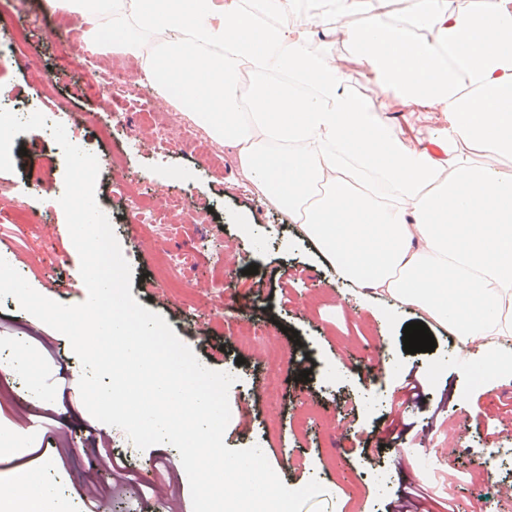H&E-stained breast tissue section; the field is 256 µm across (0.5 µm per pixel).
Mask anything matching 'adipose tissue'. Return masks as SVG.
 I'll return each mask as SVG.
<instances>
[{
	"label": "adipose tissue",
	"instance_id": "adipose-tissue-1",
	"mask_svg": "<svg viewBox=\"0 0 512 512\" xmlns=\"http://www.w3.org/2000/svg\"><path fill=\"white\" fill-rule=\"evenodd\" d=\"M150 36L161 94L236 151L239 174L301 226L337 277L418 310L484 368L512 361V0H43ZM363 15L364 24L344 26ZM336 29L377 95L437 114L422 139L385 120L312 47Z\"/></svg>",
	"mask_w": 512,
	"mask_h": 512
}]
</instances>
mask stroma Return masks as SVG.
Instances as JSON below:
<instances>
[{
  "instance_id": "35a3bbf8",
  "label": "stroma",
  "mask_w": 512,
  "mask_h": 512,
  "mask_svg": "<svg viewBox=\"0 0 512 512\" xmlns=\"http://www.w3.org/2000/svg\"><path fill=\"white\" fill-rule=\"evenodd\" d=\"M72 13L43 11L41 0H0V28L24 27L25 51L40 67L29 71L7 55L0 38V95L18 105L38 102L64 126L79 123L85 147L101 157L117 155L131 178L150 194H185L189 208L167 215L170 239L156 243L150 229L128 227L124 200L108 175H99L96 198L111 202L114 233L131 264V293L145 308L163 316L177 336L208 368L238 366L237 388L229 392L231 418L224 434L230 448L259 446L290 488L318 480L323 495L303 512H388L404 504L410 512H512V366L485 374V348L461 345L437 328L434 351L403 350L405 324L419 313L398 311L333 277L315 247L290 224L287 214L247 191L232 151L217 168L191 149L162 153L130 128L110 121L112 110L87 95L80 74L64 64ZM104 46L95 63L99 72L124 65L139 79L149 44L124 52L113 49L112 33L100 25ZM316 48L346 63L351 88L391 120H407L428 134L433 118L410 112L402 102L374 93L350 49L339 38L315 39ZM70 110L57 113V98ZM14 169L0 172V252L40 294L75 305L86 300L77 273L79 254L71 240L59 199L64 192L61 147L43 129L17 134ZM26 201L42 214L39 224L16 225L13 206ZM248 216L251 231L238 224ZM208 232L223 256L194 254L181 285L164 288L160 274L167 251L189 246ZM257 266L248 274L249 266ZM224 291L232 309L215 315V295ZM258 324L264 334L256 347L240 345V323ZM297 331L289 340L288 331ZM35 354L46 396H28L16 383L0 385V493H13L16 472L37 473L53 488L65 512H83L86 501L109 499L112 512H152L158 486L170 480L166 461L176 448L158 444L138 450L121 429H113L112 450L130 469L122 480L90 463L85 444L94 418L75 398L71 380L82 365L69 340L20 308L0 301V351ZM279 355L275 394L264 391L268 351ZM313 360L308 379H300L303 356ZM416 374L418 396L403 401L400 389ZM409 448L433 455L437 467L421 474Z\"/></svg>"
}]
</instances>
